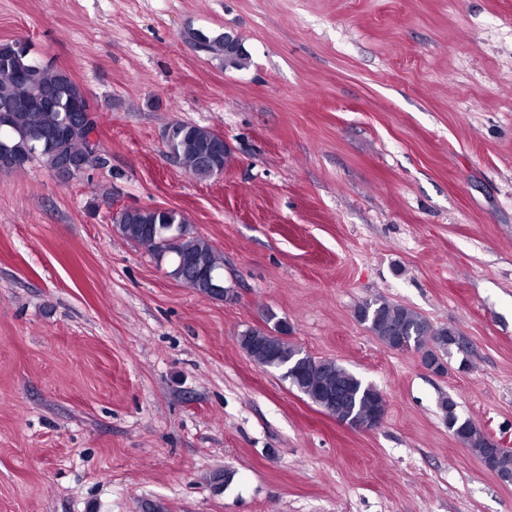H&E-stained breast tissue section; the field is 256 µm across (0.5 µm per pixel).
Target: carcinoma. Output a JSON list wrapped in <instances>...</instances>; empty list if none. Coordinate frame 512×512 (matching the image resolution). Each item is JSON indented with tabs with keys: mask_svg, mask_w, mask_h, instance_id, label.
Masks as SVG:
<instances>
[{
	"mask_svg": "<svg viewBox=\"0 0 512 512\" xmlns=\"http://www.w3.org/2000/svg\"><path fill=\"white\" fill-rule=\"evenodd\" d=\"M200 50L224 58V33L204 34ZM94 107L86 90L62 69L40 63L23 39L0 41V171L23 172L34 161L53 171H75L99 162L91 157L90 135L97 124L86 119ZM173 142L178 164L199 180L216 176L229 160L228 151L213 153L219 135L188 123H175ZM119 234L166 263L168 274L189 287L208 294L211 284L224 282V256L208 240L187 230L185 216L176 210L123 207L112 212ZM360 321L393 350L415 349L428 365L448 355V343L460 338L446 327H435L421 314L385 299L363 302ZM273 326L250 327L239 336V345L264 370L280 373L283 380L311 401L321 405L325 389L346 393L356 402L357 415L370 420L386 410L382 392L364 382L334 359L315 358L288 338V325L270 312ZM448 431L460 438L498 477H512V450L490 445L488 435L470 419L460 417L455 402L440 401Z\"/></svg>",
	"mask_w": 512,
	"mask_h": 512,
	"instance_id": "carcinoma-1",
	"label": "carcinoma"
}]
</instances>
